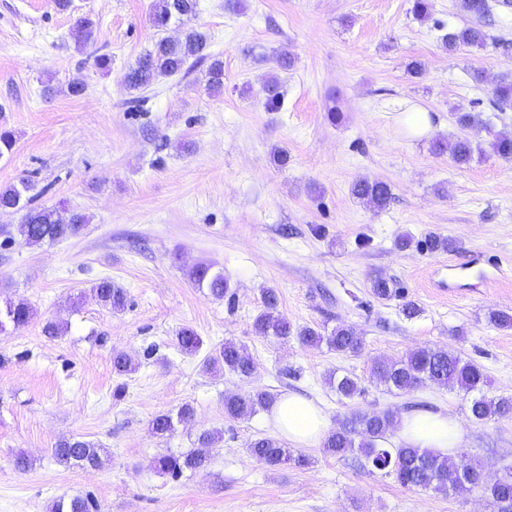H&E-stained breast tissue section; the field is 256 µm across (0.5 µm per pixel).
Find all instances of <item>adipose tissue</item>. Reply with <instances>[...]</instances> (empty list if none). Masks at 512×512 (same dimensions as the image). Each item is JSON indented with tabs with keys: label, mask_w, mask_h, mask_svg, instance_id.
Here are the masks:
<instances>
[{
	"label": "adipose tissue",
	"mask_w": 512,
	"mask_h": 512,
	"mask_svg": "<svg viewBox=\"0 0 512 512\" xmlns=\"http://www.w3.org/2000/svg\"><path fill=\"white\" fill-rule=\"evenodd\" d=\"M275 430L296 445H309L328 433L329 419L314 400L288 393L277 399L269 412ZM460 426L444 411L412 410L402 415L398 434L415 448H428L455 456Z\"/></svg>",
	"instance_id": "ef3b65f1"
}]
</instances>
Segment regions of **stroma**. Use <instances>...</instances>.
Returning <instances> with one entry per match:
<instances>
[{
	"instance_id": "stroma-1",
	"label": "stroma",
	"mask_w": 512,
	"mask_h": 512,
	"mask_svg": "<svg viewBox=\"0 0 512 512\" xmlns=\"http://www.w3.org/2000/svg\"><path fill=\"white\" fill-rule=\"evenodd\" d=\"M412 5L197 0L184 25L224 61L215 95L201 64L145 90L125 86V71L156 37L154 0H71L65 11L53 0H0V126L15 134L0 156V187L30 179L35 207L89 218L67 240L0 246V306L22 299L34 309L27 324L0 334V512H50L62 496L94 498L101 512H497L480 490H409L318 443L301 447L306 466L267 468L248 451L252 438L275 433L266 411L224 416L225 393L255 389L318 400L333 425L355 409H442L460 423L459 455L480 460L490 479L512 467V420L471 422L469 397L456 388L392 393L371 377L375 358L439 347L479 364L490 395L512 396V330L488 319L512 310V162L478 154L460 169L430 150L438 136L458 134L459 111L489 121L470 131L475 144L512 136V108L499 109L493 95L512 79V6L476 19L459 0H432L423 22ZM81 17L95 23L84 46L72 37ZM473 22L485 46L448 52L442 36ZM284 47L296 62L278 72L271 56ZM100 55L110 72L95 66ZM414 61L422 74L409 73ZM477 70L484 82L473 80ZM274 74L285 99L269 112L264 84ZM76 78L85 89L73 96ZM417 109L430 119L422 134L408 121ZM277 150L287 165L274 162ZM361 179L391 185L385 209L352 195ZM429 232L454 249L420 247ZM404 233L417 246L399 249ZM474 253L501 262L505 278L485 286L471 274L455 292L435 288L448 260ZM199 263L223 271V299L188 281L186 268ZM377 274L396 280L403 298L376 299ZM103 278L127 291L125 310L96 301L92 286ZM266 288L277 289L294 324L354 326L362 351L255 335ZM406 299L421 306L418 318L401 314ZM50 321L67 324L65 334L46 336ZM185 327L203 338L202 352L178 348ZM227 340L246 345L251 379L204 372L206 350ZM116 350L133 358L134 372H113ZM332 371L357 376L364 396H338L326 381ZM186 403L193 422L155 437L154 416ZM204 429L222 434L206 468L175 479L153 468L155 456L192 448ZM70 436L105 448L104 468L56 461L52 446ZM20 452L28 469L14 463Z\"/></svg>"
}]
</instances>
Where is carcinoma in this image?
Instances as JSON below:
<instances>
[{"label":"carcinoma","mask_w":512,"mask_h":512,"mask_svg":"<svg viewBox=\"0 0 512 512\" xmlns=\"http://www.w3.org/2000/svg\"><path fill=\"white\" fill-rule=\"evenodd\" d=\"M197 0H157L154 4L151 23L161 33L151 46L139 56L134 66L124 75V82L133 90L144 89L161 76H172L189 71L200 60L210 59L206 70V86L213 94L224 89V60L205 54L207 41L197 30L187 29L176 35L167 34L172 20L195 12ZM463 9L470 15L481 18L488 14V0H462ZM73 37L80 45L94 38V22L88 18L77 19ZM486 40L485 32L476 25H466L443 37L448 50L461 46H481ZM264 107L269 112H278L284 104V95L279 78L271 76L265 85ZM494 97L499 107H512V82L502 80L494 88ZM463 134L453 139H438L433 143L434 151L448 154L459 168L468 165L473 157V144L464 131L481 123L480 116L473 112H459L455 117ZM492 154L512 161V136L498 135L490 142ZM33 185L26 179L0 188V211L15 210L21 213L18 224L0 227L5 241L23 240L29 246L70 238L81 234L89 219L86 215L61 208H35L30 206L27 193ZM351 193L357 199L376 209L385 208L393 198L391 186L379 180H361L354 183ZM423 247L432 254L448 251L452 242L448 238L430 233L424 237ZM189 280L198 288H205L217 299L224 298L229 289L224 273L212 267L200 265L188 272ZM371 291L379 300L402 297V290L391 278L377 276L371 279ZM93 292L101 306L111 310H122L127 304L124 289L102 279L95 283ZM280 296L276 289L262 291V308L253 323L254 331L263 337L283 341L296 339L307 347L326 345L341 354H354L362 348L360 334L350 326L339 324L330 332L308 325L296 326L279 311ZM33 308L24 301L9 302L0 310V332L6 331L10 323L25 324L33 317ZM181 351L193 354L203 346V339L191 328L182 329L177 336ZM112 369L119 375L135 370L132 359L118 352L112 356ZM206 369L227 370L241 378L253 373V361L244 346L226 340L213 349L206 358ZM372 376L386 389L392 391L413 390L427 382L441 387H458L472 394L469 406L470 419L482 422L491 417L512 418V396L498 398L486 395L488 379L482 367L471 360L441 348H419L399 358H383L374 361ZM328 384L336 394L353 398L364 392L360 380L349 374L329 375ZM274 395L266 390H255L249 394L228 392L224 394V416L229 420L248 418L260 410L269 408ZM194 418V408L185 404L176 414L157 415L152 421V430L165 437L174 429L175 423L189 422ZM400 416L392 410L355 411L341 420L324 439L323 448L334 455L344 456L358 452L372 469L394 478L400 486L420 491L432 490L445 494H463L479 489L498 508V512H512V473L508 478L492 482L484 479L482 465L472 462L471 471L464 473L454 459L426 448H413L404 443L389 447L388 437L397 431ZM220 438L219 433L203 431L197 437V446L178 454H161L154 458V468L174 478L186 471H196L207 466L203 449L211 447ZM252 456L267 467L287 464L302 466L306 459L294 455L280 440L271 436L257 437L248 443ZM58 462L82 469H96L105 461L104 449L97 444L79 438L62 439L50 449ZM52 512H99L98 505L88 497L60 498L52 505Z\"/></svg>","instance_id":"obj_1"}]
</instances>
